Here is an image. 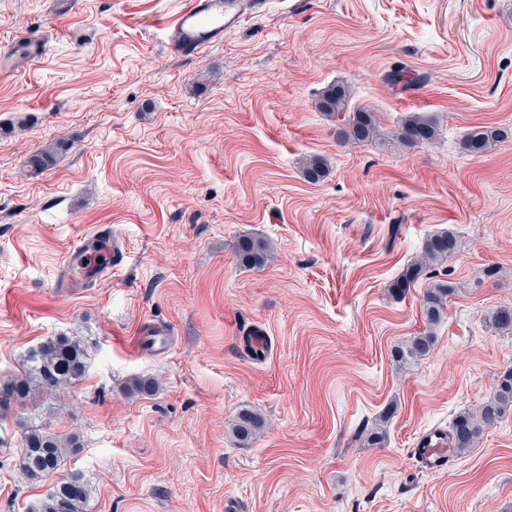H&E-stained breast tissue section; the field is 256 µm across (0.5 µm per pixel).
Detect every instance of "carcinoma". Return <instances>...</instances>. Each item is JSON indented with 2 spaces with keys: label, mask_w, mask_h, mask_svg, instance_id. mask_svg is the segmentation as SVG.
<instances>
[{
  "label": "carcinoma",
  "mask_w": 512,
  "mask_h": 512,
  "mask_svg": "<svg viewBox=\"0 0 512 512\" xmlns=\"http://www.w3.org/2000/svg\"><path fill=\"white\" fill-rule=\"evenodd\" d=\"M349 96L346 85H332L323 92L319 108L334 117L347 113L343 126L338 130L343 140L364 142L378 139L375 113L367 110L346 112ZM498 136L499 133L491 129L474 132L464 140L463 149L473 157H481L490 151ZM435 137L434 123L419 112L407 115L395 135L402 145L429 143ZM65 148L66 143L60 141L51 149L29 156L26 160L28 171L37 174L51 168L57 155ZM325 173L326 163L319 157L309 159L304 165V176L312 182L319 181ZM460 249V240L453 233L443 231L432 235L425 241L420 255L408 263L392 283V292L398 296L406 294L431 265L455 255ZM271 254V243L262 237H243L236 244V255L246 267L265 265ZM452 293L453 286L448 283H436L424 292L421 306L429 325L441 320ZM490 321L495 328L512 333V307L496 309L491 313ZM433 344V333L423 331L397 350L396 359L404 365L425 357ZM91 356L92 345L87 337L68 332L52 336L29 350L23 356L19 373L0 384V401L24 402L36 392L53 396L86 376ZM510 411L512 372L500 380L494 394L482 406L463 411L453 419L448 431L452 448L461 454L475 447L485 430ZM262 427L263 420L258 413L243 409L235 420L234 433L245 441ZM22 428L18 472L21 479L29 484L46 481L64 466L70 454L77 451V435L74 433L52 432L48 425L32 421L23 424ZM91 493V485L83 474L71 472L33 503L28 512H89Z\"/></svg>",
  "instance_id": "obj_1"
}]
</instances>
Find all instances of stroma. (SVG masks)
I'll list each match as a JSON object with an SVG mask.
<instances>
[{
	"mask_svg": "<svg viewBox=\"0 0 512 512\" xmlns=\"http://www.w3.org/2000/svg\"><path fill=\"white\" fill-rule=\"evenodd\" d=\"M188 3L0 0V52L26 33L47 49L0 61V381L60 332L95 344L78 384L0 404V512L51 487L17 472L35 415L78 433L64 469L89 480V512H512V413L447 472L409 454L512 370V334L488 323L512 306V0H269L194 58L165 39ZM334 83L380 140L337 139L318 108ZM410 112L434 141L394 143ZM482 127L499 137L475 158L462 143ZM61 140L53 167L27 172ZM99 227L126 257L65 287V258ZM448 230L461 251L393 296ZM243 236L273 259L241 266ZM440 280L455 291L430 327L421 300ZM149 322L169 326L168 349H137ZM258 328L254 360L240 338ZM427 328L431 352L398 366L393 349ZM138 377L157 392H131ZM244 407L265 421L245 446Z\"/></svg>",
	"mask_w": 512,
	"mask_h": 512,
	"instance_id": "1",
	"label": "stroma"
}]
</instances>
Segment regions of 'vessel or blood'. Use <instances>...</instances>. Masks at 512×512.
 I'll use <instances>...</instances> for the list:
<instances>
[{"instance_id":"obj_1","label":"vessel or blood","mask_w":512,"mask_h":512,"mask_svg":"<svg viewBox=\"0 0 512 512\" xmlns=\"http://www.w3.org/2000/svg\"><path fill=\"white\" fill-rule=\"evenodd\" d=\"M265 0H190L174 23L167 27L168 47L181 55H195L219 43L226 30L239 26L258 13ZM126 243L119 236L97 231L85 235L75 255L81 264L79 286L96 281L119 265ZM448 431L433 427L420 433L413 443L415 465L439 473L448 467Z\"/></svg>"}]
</instances>
